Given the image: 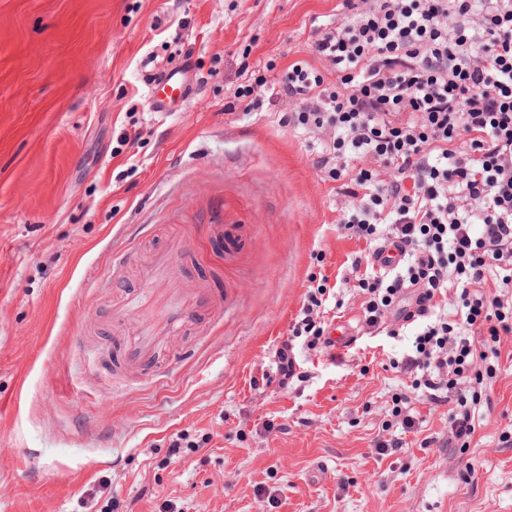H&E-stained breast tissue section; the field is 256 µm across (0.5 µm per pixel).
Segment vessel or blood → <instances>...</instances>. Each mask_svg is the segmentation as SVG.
Wrapping results in <instances>:
<instances>
[{"mask_svg":"<svg viewBox=\"0 0 512 512\" xmlns=\"http://www.w3.org/2000/svg\"><path fill=\"white\" fill-rule=\"evenodd\" d=\"M150 107L159 114L172 111L176 103L187 99V83L184 71L163 69L149 72ZM172 270V248L163 246L155 251L149 266L142 272L145 285H153ZM143 295H130L122 299L112 310L113 318L127 329L123 355L133 367L144 366L165 337L164 327H182L194 313L213 306L214 299L202 287L178 288L165 299L161 315L150 318L144 315Z\"/></svg>","mask_w":512,"mask_h":512,"instance_id":"1","label":"vessel or blood"}]
</instances>
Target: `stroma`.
<instances>
[{
    "mask_svg": "<svg viewBox=\"0 0 512 512\" xmlns=\"http://www.w3.org/2000/svg\"><path fill=\"white\" fill-rule=\"evenodd\" d=\"M335 4L0 0V512H255L260 489L270 512H512V338L469 448L448 447L450 405L389 366L409 336L367 329L343 282L366 245L340 227L354 200L314 167L320 143L233 101L244 46L253 65L314 61L310 19ZM188 60L187 103L152 112L148 62ZM174 236V283L216 305L113 390L112 306ZM319 272L353 341L295 346L283 388L275 353ZM395 393L415 431L393 422ZM386 423L404 446L381 455Z\"/></svg>",
    "mask_w": 512,
    "mask_h": 512,
    "instance_id": "35a3bbf8",
    "label": "stroma"
}]
</instances>
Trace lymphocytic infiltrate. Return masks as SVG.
Masks as SVG:
<instances>
[{
  "label": "lymphocytic infiltrate",
  "mask_w": 512,
  "mask_h": 512,
  "mask_svg": "<svg viewBox=\"0 0 512 512\" xmlns=\"http://www.w3.org/2000/svg\"><path fill=\"white\" fill-rule=\"evenodd\" d=\"M318 64L298 59L233 93L246 112L280 105L282 123L323 144L315 166L359 198L341 222L366 248L350 289L367 328L398 336L428 401L455 402L449 447L468 442L464 388L493 375L512 337V0H338L312 17ZM402 265L377 268L382 250ZM495 292H487V283ZM328 277L307 291L276 352L280 385L296 374L295 342L330 346Z\"/></svg>",
  "instance_id": "1"
}]
</instances>
